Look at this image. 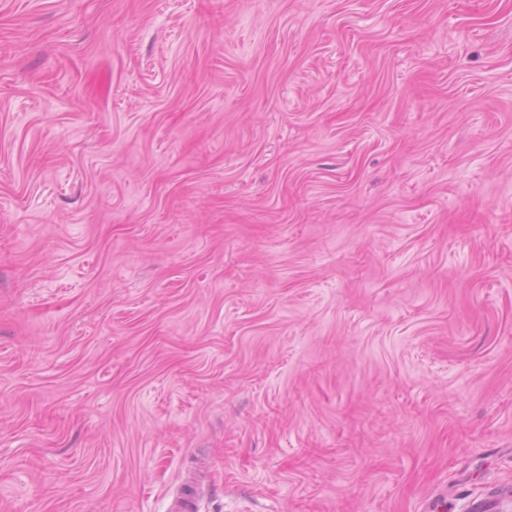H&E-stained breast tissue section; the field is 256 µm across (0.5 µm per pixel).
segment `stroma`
<instances>
[{
    "label": "stroma",
    "mask_w": 512,
    "mask_h": 512,
    "mask_svg": "<svg viewBox=\"0 0 512 512\" xmlns=\"http://www.w3.org/2000/svg\"><path fill=\"white\" fill-rule=\"evenodd\" d=\"M512 512V0H0V512ZM201 502L193 485L188 484L168 504L166 512H200Z\"/></svg>",
    "instance_id": "obj_1"
}]
</instances>
